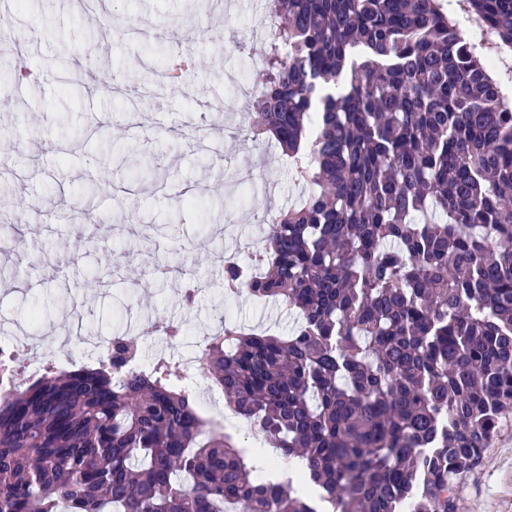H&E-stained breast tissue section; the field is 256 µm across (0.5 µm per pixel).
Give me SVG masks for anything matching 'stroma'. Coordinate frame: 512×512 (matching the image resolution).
Listing matches in <instances>:
<instances>
[{
  "instance_id": "obj_1",
  "label": "stroma",
  "mask_w": 512,
  "mask_h": 512,
  "mask_svg": "<svg viewBox=\"0 0 512 512\" xmlns=\"http://www.w3.org/2000/svg\"><path fill=\"white\" fill-rule=\"evenodd\" d=\"M107 11L136 26L135 41L84 18L76 0H6L0 24L13 30L29 64L47 81L0 85V313L20 365L44 362L62 347L78 363L87 336L127 331L144 359L166 353L155 322L184 328L191 350L218 317L255 330L288 334L295 315L287 307L242 296L225 300L226 256L245 258L264 247L254 212L297 204L302 194L274 143L246 132L249 98L243 85H259L263 64L251 36L262 35L261 0H107ZM168 30L192 49L198 66L178 88L154 84L131 104L113 92L133 85L162 64L159 32ZM105 122L125 157L150 175L136 195L120 192L90 118ZM194 206L174 212L184 192ZM96 214L97 222L58 223L60 198ZM151 252L177 270L179 281L154 277L139 262ZM116 272L106 285L97 276ZM202 288L185 304L181 279ZM204 415H223L224 431L241 448L262 445L257 428L228 411L223 400L200 395ZM456 512H512V413L479 463L465 477Z\"/></svg>"
}]
</instances>
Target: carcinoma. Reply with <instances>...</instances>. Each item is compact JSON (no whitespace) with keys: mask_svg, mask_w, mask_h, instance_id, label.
Segmentation results:
<instances>
[{"mask_svg":"<svg viewBox=\"0 0 512 512\" xmlns=\"http://www.w3.org/2000/svg\"><path fill=\"white\" fill-rule=\"evenodd\" d=\"M459 7L268 0L248 132L306 195L222 282L298 322L226 318L197 370L300 478L266 479L180 362L129 371L137 342L114 336L76 369L0 357V512H455L512 410V102L461 23L512 51V0ZM30 76L17 54L0 80Z\"/></svg>","mask_w":512,"mask_h":512,"instance_id":"1","label":"carcinoma"}]
</instances>
